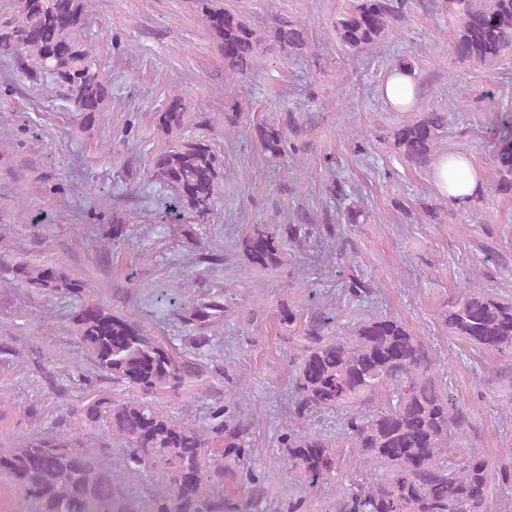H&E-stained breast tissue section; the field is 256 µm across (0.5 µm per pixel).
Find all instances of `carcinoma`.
<instances>
[{"label": "carcinoma", "instance_id": "obj_1", "mask_svg": "<svg viewBox=\"0 0 512 512\" xmlns=\"http://www.w3.org/2000/svg\"><path fill=\"white\" fill-rule=\"evenodd\" d=\"M406 0H350L333 23L339 43L360 54L388 35ZM92 0H18V19L0 26V57L43 93L86 118L110 97L94 49L81 36ZM448 16L453 51L462 62L485 66L512 54V0H434ZM207 29L224 53L225 91L254 72L262 43L284 57L309 48L308 29L280 19L263 35L242 16L211 8ZM190 104L172 95L158 115L159 128L171 134L184 127ZM443 117L432 112L392 131L402 159L427 166L434 155ZM290 126L265 120L255 125L261 151L271 161L296 155ZM223 160L193 137L179 140L153 158L151 181L171 192L169 214L207 221ZM494 195L512 197V126L502 123L494 157ZM365 211L351 201L340 213L358 224ZM322 234L346 250L347 239L333 224H254L241 240L253 264L280 265L282 240L297 246ZM12 280L39 294L77 298L73 328L94 368L138 392L122 403L105 395L72 409L73 422L61 433L36 435L0 446V478L17 495L18 512H254L264 497L263 477L249 465V422L237 415L233 390L216 404L210 422L195 427L157 411L148 396L177 392L200 378L197 359L160 340L145 326L83 299L89 288L55 267L15 263ZM343 292L363 303L375 293L365 277L352 275ZM224 304L192 302L189 320L201 329L224 321ZM302 321L303 335L290 358L292 395L288 425L279 435L286 471L310 488L336 497L335 512H497L490 495L495 483L512 491V465L494 466L477 448L462 462L448 457L453 435L472 425L474 408L450 401L448 372L436 353L402 321L371 314L343 325L335 311L316 308L306 315L279 308V322ZM444 322L454 337L512 360V300L490 296L479 275L467 290L448 298ZM338 417L336 436L311 421ZM106 432L124 448V475L96 448L92 433ZM349 449L352 472L341 480L337 448ZM147 471L157 475L142 495L128 482Z\"/></svg>", "mask_w": 512, "mask_h": 512}]
</instances>
